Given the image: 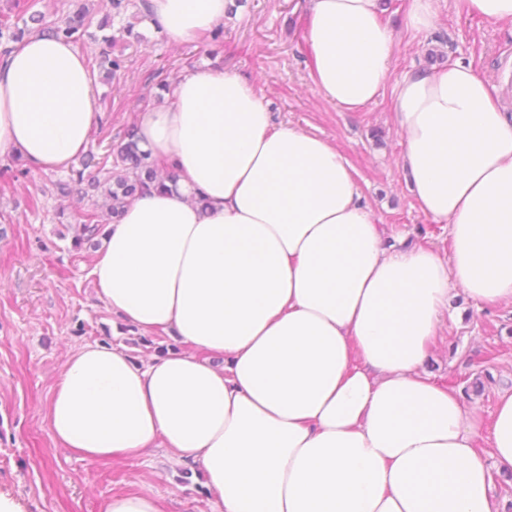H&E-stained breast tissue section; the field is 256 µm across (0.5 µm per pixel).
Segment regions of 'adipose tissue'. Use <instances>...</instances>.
I'll use <instances>...</instances> for the list:
<instances>
[{"mask_svg": "<svg viewBox=\"0 0 512 512\" xmlns=\"http://www.w3.org/2000/svg\"><path fill=\"white\" fill-rule=\"evenodd\" d=\"M227 7L149 0V18L185 44ZM304 39L325 101L355 111L391 90L414 205L447 225L448 254L386 234L339 147L273 125L253 84L185 70L138 133L177 190L105 225L90 271L113 335L171 344L141 365L114 345L75 351L49 427L90 461L201 462L217 512H500L512 391L487 421L425 364L455 296L512 306V114L460 63L391 76L378 0H306ZM99 120L72 43L33 32L0 56V155L69 169Z\"/></svg>", "mask_w": 512, "mask_h": 512, "instance_id": "obj_1", "label": "adipose tissue"}]
</instances>
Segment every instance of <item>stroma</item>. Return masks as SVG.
<instances>
[{
    "instance_id": "stroma-1",
    "label": "stroma",
    "mask_w": 512,
    "mask_h": 512,
    "mask_svg": "<svg viewBox=\"0 0 512 512\" xmlns=\"http://www.w3.org/2000/svg\"><path fill=\"white\" fill-rule=\"evenodd\" d=\"M95 19L78 42L88 56L103 40L122 38L126 68L110 81L97 80L98 106L111 125L113 145L157 106L158 69L169 79L189 68L217 65L253 83L274 122L334 141L357 172L364 198L386 228L423 245L447 240L437 224L413 206L400 165L402 139L390 94L356 112L321 99L310 79L304 40V0H245L224 19V42L197 38L171 50L148 21L123 28L129 13L107 17L98 0H87ZM410 0H380L379 12L399 47L391 76L417 67L451 63L472 67L500 87L512 113V26L492 25L438 0L434 29L410 38L404 18ZM20 177L0 193V502L10 512H104L113 495L140 491L157 496L164 512H212L213 497L200 464L182 462L168 448H153L128 461H88L56 442L45 418L52 389L69 356L88 344L121 345L138 362L157 357L164 335L112 333V312L89 275L91 249H72V226L90 199L61 197L57 184L69 171L33 172L12 155L0 156ZM37 196L31 209L29 196ZM457 317L446 322L431 348L426 370L462 390L466 406L484 417L494 412L499 392L512 390V306L477 310L455 298Z\"/></svg>"
}]
</instances>
